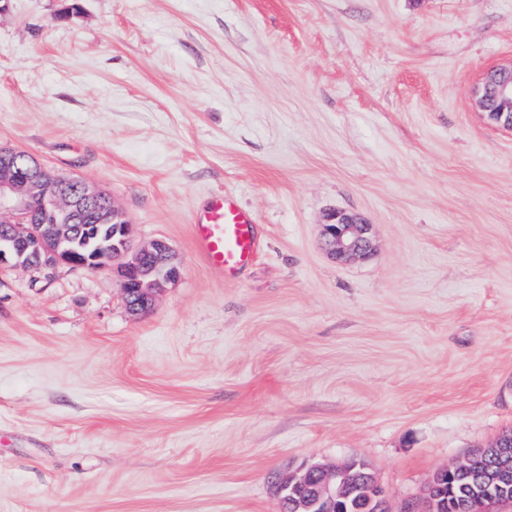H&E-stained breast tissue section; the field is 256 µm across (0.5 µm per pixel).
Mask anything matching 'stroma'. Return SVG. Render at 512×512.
<instances>
[{
  "instance_id": "1",
  "label": "stroma",
  "mask_w": 512,
  "mask_h": 512,
  "mask_svg": "<svg viewBox=\"0 0 512 512\" xmlns=\"http://www.w3.org/2000/svg\"><path fill=\"white\" fill-rule=\"evenodd\" d=\"M0 147L100 186L180 276L0 267V512H278L364 460L390 512L512 433V132L470 90L512 0H8ZM228 192L236 278L193 250ZM371 224L339 260L328 215ZM256 217L230 194L212 196L195 214L194 245L208 267L221 276L238 273L258 249Z\"/></svg>"
}]
</instances>
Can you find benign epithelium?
Returning <instances> with one entry per match:
<instances>
[{
    "label": "benign epithelium",
    "instance_id": "7a95c632",
    "mask_svg": "<svg viewBox=\"0 0 512 512\" xmlns=\"http://www.w3.org/2000/svg\"><path fill=\"white\" fill-rule=\"evenodd\" d=\"M473 97L478 111L489 123L505 131H512V64L500 65L482 74L474 88ZM48 176L43 166L27 155L23 167H18L15 151L0 148V222L10 227V232L0 236V266H30L22 259V253L14 249V241L22 240L30 257L39 261L37 269L53 270L60 265L71 268L96 269L107 258L125 260V286L130 312L139 314L149 309L155 290L160 282H171L178 278L179 267L168 262L169 247L163 240H156L148 247L136 248L129 236V223L124 214L109 203L106 217L112 223L122 225V234L112 243V250L98 252L89 257L80 256L65 246L70 239V226L78 214L97 210L103 203L104 191L83 181H76L74 191L68 195L48 191ZM40 201L45 211L51 214L58 233L53 245H48L40 227L28 221L30 205ZM323 241L329 252L339 259L363 258L373 249L371 225L360 217L341 212L329 216L323 225ZM150 262L162 281L143 284L139 279L145 262ZM319 476L316 486L317 502L322 512H336V472L321 465H311L287 477L271 480L276 489L278 502L288 501L291 483L301 481L310 473ZM436 485L428 483L420 502L407 505L402 512H432L431 499ZM357 512H390L384 489L372 479L364 495L357 500Z\"/></svg>",
    "mask_w": 512,
    "mask_h": 512
}]
</instances>
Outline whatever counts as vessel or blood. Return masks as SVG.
Here are the masks:
<instances>
[{"mask_svg":"<svg viewBox=\"0 0 512 512\" xmlns=\"http://www.w3.org/2000/svg\"><path fill=\"white\" fill-rule=\"evenodd\" d=\"M256 217L229 194L211 197L195 214L194 245L208 267L222 276L238 273L258 249Z\"/></svg>","mask_w":512,"mask_h":512,"instance_id":"vessel-or-blood-1","label":"vessel or blood"}]
</instances>
